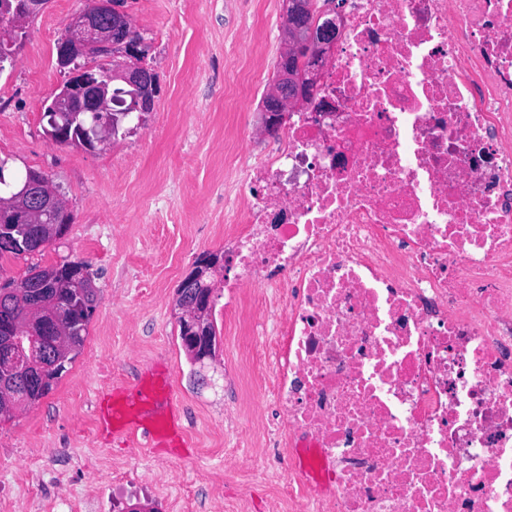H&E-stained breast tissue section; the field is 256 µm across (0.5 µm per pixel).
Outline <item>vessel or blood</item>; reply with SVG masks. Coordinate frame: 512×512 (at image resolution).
<instances>
[{"instance_id":"vessel-or-blood-1","label":"vessel or blood","mask_w":512,"mask_h":512,"mask_svg":"<svg viewBox=\"0 0 512 512\" xmlns=\"http://www.w3.org/2000/svg\"><path fill=\"white\" fill-rule=\"evenodd\" d=\"M157 374V365H149L135 383H116L98 394L97 424L102 434L120 439L138 433L151 448L184 441L186 428L179 403L165 388L149 383Z\"/></svg>"}]
</instances>
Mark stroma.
<instances>
[{
	"instance_id": "1",
	"label": "stroma",
	"mask_w": 512,
	"mask_h": 512,
	"mask_svg": "<svg viewBox=\"0 0 512 512\" xmlns=\"http://www.w3.org/2000/svg\"><path fill=\"white\" fill-rule=\"evenodd\" d=\"M91 0H51L27 24L15 60L0 71V158L52 178L73 221L66 235L26 257H0V283L31 265L89 264L97 306L84 343L54 389L0 420V512H217L226 474L253 463L229 457L248 425L224 429L225 409L245 395L206 361L213 383L184 350L173 303L195 261L224 249V213L235 207L227 176L245 175L253 144L244 123L262 126V101L282 49L283 0H123L159 77L152 112L130 134L88 151L60 145L43 111L67 80L56 47L68 20ZM184 409L190 446L182 456L139 437L103 441L96 398L154 360Z\"/></svg>"
}]
</instances>
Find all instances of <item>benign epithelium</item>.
I'll return each instance as SVG.
<instances>
[{
	"instance_id": "obj_1",
	"label": "benign epithelium",
	"mask_w": 512,
	"mask_h": 512,
	"mask_svg": "<svg viewBox=\"0 0 512 512\" xmlns=\"http://www.w3.org/2000/svg\"><path fill=\"white\" fill-rule=\"evenodd\" d=\"M27 8L15 11L8 21L0 23L5 31V46L18 53L22 36L20 25L35 14L43 12L49 0H23ZM339 6L333 4L322 13V20H314L308 26L306 43L314 54L310 60L300 56L298 25L302 12L298 0H286L284 50L281 53L279 72L273 86L263 99L266 114L265 130L281 124L287 112L306 102L309 92L318 80L328 50L336 39ZM135 28L127 12L118 8L117 0H93L91 8L76 13L68 26V34L58 46L57 65L70 69L69 83L54 96L47 111L62 112H110L112 99L108 96V83L118 78L128 84L142 81L140 62L137 60ZM110 61L112 69L97 70L95 66H81L75 58ZM12 203L26 212H46L63 205L61 195L55 190L42 192L38 183L27 179L12 197ZM223 264L219 254L210 253L199 258L176 290L174 309L178 325L184 334V344L197 361L210 359L215 354L213 341L208 336V309L214 297V288L192 299L187 287L191 282L203 280ZM31 363L24 352L13 349V337L0 336V371L9 381L0 383V392L9 396L20 385L33 380L28 372Z\"/></svg>"
}]
</instances>
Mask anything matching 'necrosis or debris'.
Returning <instances> with one entry per match:
<instances>
[{"mask_svg":"<svg viewBox=\"0 0 512 512\" xmlns=\"http://www.w3.org/2000/svg\"><path fill=\"white\" fill-rule=\"evenodd\" d=\"M334 48L229 189L227 380L250 328L304 448L271 512H512V0H342ZM321 473L325 491L308 471Z\"/></svg>","mask_w":512,"mask_h":512,"instance_id":"necrosis-or-debris-1","label":"necrosis or debris"}]
</instances>
